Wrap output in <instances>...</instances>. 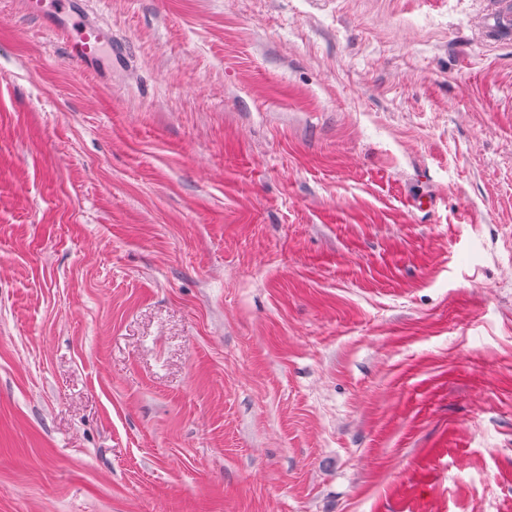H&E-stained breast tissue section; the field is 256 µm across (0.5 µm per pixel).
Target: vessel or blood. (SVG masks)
<instances>
[{
  "label": "vessel or blood",
  "instance_id": "1",
  "mask_svg": "<svg viewBox=\"0 0 512 512\" xmlns=\"http://www.w3.org/2000/svg\"><path fill=\"white\" fill-rule=\"evenodd\" d=\"M21 6L44 20L48 31L64 35L74 63L86 71L102 69V48L110 36L100 20L91 17L86 0H58L51 11L45 10L43 0H22Z\"/></svg>",
  "mask_w": 512,
  "mask_h": 512
}]
</instances>
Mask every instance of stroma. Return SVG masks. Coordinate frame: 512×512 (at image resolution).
I'll return each instance as SVG.
<instances>
[{
  "mask_svg": "<svg viewBox=\"0 0 512 512\" xmlns=\"http://www.w3.org/2000/svg\"><path fill=\"white\" fill-rule=\"evenodd\" d=\"M0 0V512H512V0ZM54 10L46 11L42 0H23L21 7L45 21L46 29L61 33L67 40L71 60L85 71L103 68L102 48L110 36L100 20L91 17L86 0H58Z\"/></svg>",
  "mask_w": 512,
  "mask_h": 512,
  "instance_id": "stroma-1",
  "label": "stroma"
}]
</instances>
